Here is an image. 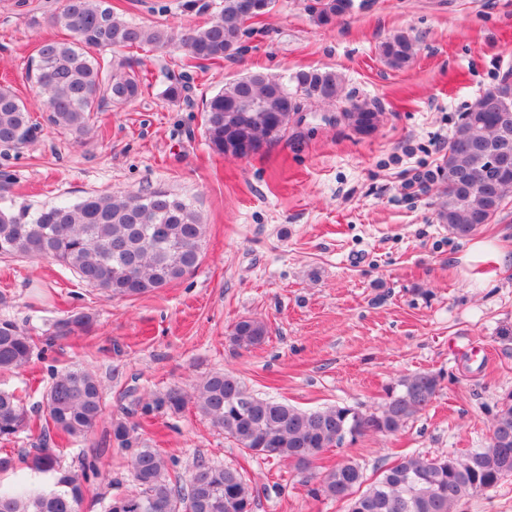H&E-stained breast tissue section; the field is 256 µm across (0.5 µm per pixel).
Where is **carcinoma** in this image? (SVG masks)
<instances>
[{"label": "carcinoma", "mask_w": 512, "mask_h": 512, "mask_svg": "<svg viewBox=\"0 0 512 512\" xmlns=\"http://www.w3.org/2000/svg\"><path fill=\"white\" fill-rule=\"evenodd\" d=\"M309 10L312 22L329 26L354 7L353 0H317ZM270 10L248 15L244 0H219L212 19L202 27L178 33L129 21L105 0H65L54 23L74 40H47L38 47L34 79L49 124L80 139L89 134L95 113L105 102L128 104L147 85L123 61L97 58L91 51L147 45L177 44L189 64L202 66L232 58L242 50L247 23ZM384 64L402 70L414 58V42L405 33L380 46ZM343 77L334 69L295 72L288 81L251 72L224 85L205 100L204 134L209 147L226 158L236 139L267 145L277 141L303 103L333 105L342 98ZM189 82L173 76L164 90L169 101L188 99ZM347 125L356 134L380 122L378 106L349 101ZM38 126L19 96L0 84V146L18 149L31 142ZM512 150V77L506 75L486 89L463 112L444 147L439 166L440 189L435 218L460 238L491 223L512 193V161L492 173L486 167L491 151ZM207 225L183 198L156 188L145 193L92 194L76 203L46 205L30 214L0 208V257L50 259L72 271L83 283L113 297L136 298L165 288L193 272L206 242ZM95 314L74 313L54 325L46 344L77 332H90ZM266 325L242 318L231 331L234 346L243 350L264 343ZM30 337L12 320L0 319V372L24 368L31 358ZM441 387V377L418 372L388 388L382 407L358 412L346 405L302 410L258 396L234 375L216 372L198 382L189 394L170 389L141 405V412H181L189 403L213 426L224 431L245 453L274 455L301 471L341 428L350 441L368 435L390 436L425 410ZM103 415L102 388L96 375L76 366L54 377L46 394L40 424L41 447L20 459L0 457V471L18 463L49 476L53 489H0V512H81L87 484L98 477L95 461L81 459L78 469L60 468L53 437L86 436ZM28 425L22 400L0 390V439L8 440ZM112 436L132 448L131 472L138 490L117 495L106 512H253L256 490L231 466L197 462L188 479L170 477L177 467L157 449L140 445L135 428L112 423ZM512 475V393L504 396L493 417L489 441L461 455L426 457L404 454L369 483L361 466L348 458L324 473L309 477L313 497L345 500L349 512H458L462 500L484 486H497Z\"/></svg>", "instance_id": "obj_1"}]
</instances>
